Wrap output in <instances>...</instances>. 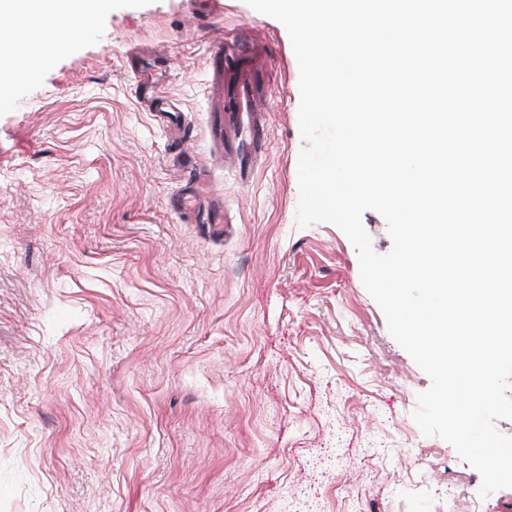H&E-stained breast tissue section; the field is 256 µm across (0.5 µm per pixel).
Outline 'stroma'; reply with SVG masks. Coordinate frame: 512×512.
<instances>
[{
	"instance_id": "1",
	"label": "stroma",
	"mask_w": 512,
	"mask_h": 512,
	"mask_svg": "<svg viewBox=\"0 0 512 512\" xmlns=\"http://www.w3.org/2000/svg\"><path fill=\"white\" fill-rule=\"evenodd\" d=\"M287 30L110 0L0 102V512H512L336 225Z\"/></svg>"
}]
</instances>
